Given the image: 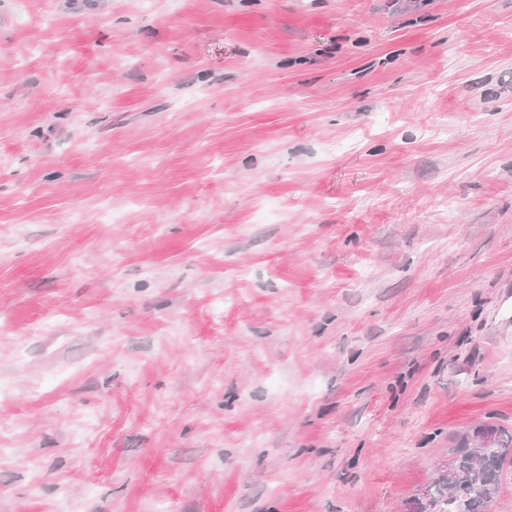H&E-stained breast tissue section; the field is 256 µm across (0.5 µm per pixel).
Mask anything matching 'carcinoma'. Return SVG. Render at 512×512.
<instances>
[{
  "label": "carcinoma",
  "instance_id": "carcinoma-1",
  "mask_svg": "<svg viewBox=\"0 0 512 512\" xmlns=\"http://www.w3.org/2000/svg\"><path fill=\"white\" fill-rule=\"evenodd\" d=\"M483 429L494 434V443L476 450L470 444L472 432L459 435L450 450L457 476L438 470L407 502L410 512H428L431 506L438 512H489L504 479L512 475V433L493 424Z\"/></svg>",
  "mask_w": 512,
  "mask_h": 512
}]
</instances>
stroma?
<instances>
[{
	"mask_svg": "<svg viewBox=\"0 0 512 512\" xmlns=\"http://www.w3.org/2000/svg\"><path fill=\"white\" fill-rule=\"evenodd\" d=\"M508 298L512 0H0V512H405Z\"/></svg>",
	"mask_w": 512,
	"mask_h": 512,
	"instance_id": "obj_1",
	"label": "stroma"
}]
</instances>
